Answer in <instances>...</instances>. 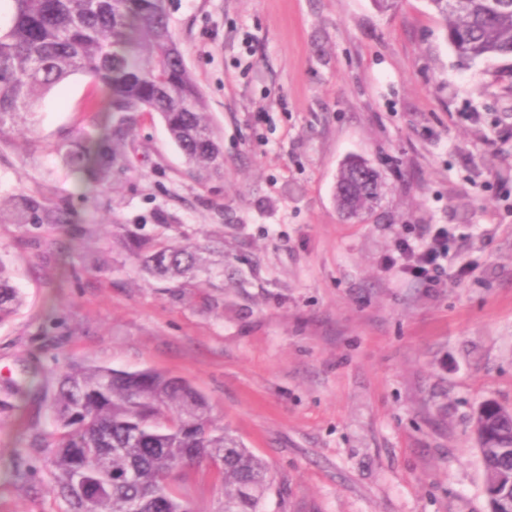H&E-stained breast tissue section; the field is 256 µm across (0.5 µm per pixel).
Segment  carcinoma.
Wrapping results in <instances>:
<instances>
[{
    "label": "carcinoma",
    "instance_id": "cac0c4a2",
    "mask_svg": "<svg viewBox=\"0 0 512 512\" xmlns=\"http://www.w3.org/2000/svg\"><path fill=\"white\" fill-rule=\"evenodd\" d=\"M0 29V135L31 131L43 96L74 74L101 87L103 111L119 113L95 149L77 147L67 163L102 185L127 135L130 112L158 114L187 162L211 173L224 154L200 91L172 33L165 0H13ZM457 58L512 59V0H429ZM336 206L354 217L380 194L365 161L340 168ZM53 195L17 194L0 203L1 224H66ZM149 276L189 278L202 258L194 246L160 243L134 253ZM23 297L0 261V323ZM54 430L49 448L54 491L65 512H194L176 474L202 463L224 486V512H264L268 463L227 428L215 425L207 399L190 382L154 369L67 368L44 394ZM485 481H512V410L484 401L474 410Z\"/></svg>",
    "mask_w": 512,
    "mask_h": 512
}]
</instances>
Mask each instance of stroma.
<instances>
[{"label": "stroma", "instance_id": "35a3bbf8", "mask_svg": "<svg viewBox=\"0 0 512 512\" xmlns=\"http://www.w3.org/2000/svg\"><path fill=\"white\" fill-rule=\"evenodd\" d=\"M222 140L200 176L159 116L132 115L108 189L65 152L107 121L88 76L42 99L34 132L0 138V197L53 189L67 224H0L24 303L0 324V512H63L42 400L89 364L189 381L217 425L270 465L265 512H487L475 407H512V90L496 61L458 62L428 0H166ZM381 176L342 219L346 159ZM448 225L428 288L384 269L399 238ZM214 261L179 282L140 272L139 241ZM217 512L209 467L185 483Z\"/></svg>", "mask_w": 512, "mask_h": 512}]
</instances>
